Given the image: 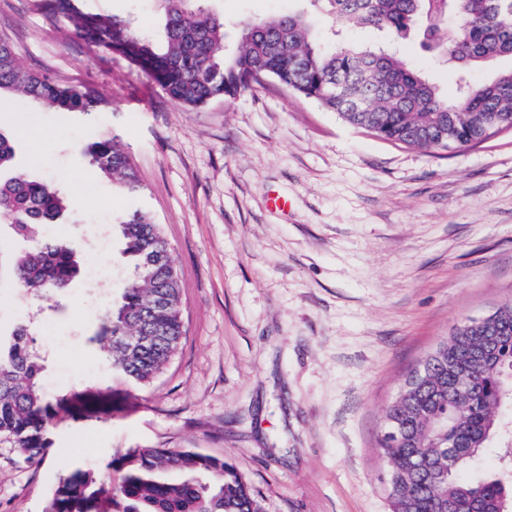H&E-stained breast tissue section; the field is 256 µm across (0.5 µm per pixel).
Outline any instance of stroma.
Listing matches in <instances>:
<instances>
[{"mask_svg":"<svg viewBox=\"0 0 512 512\" xmlns=\"http://www.w3.org/2000/svg\"><path fill=\"white\" fill-rule=\"evenodd\" d=\"M42 0H0V37L20 62L110 101L86 116L20 94L0 96V132L19 167L70 201L54 235L108 283L80 275L65 294L11 287L21 248L0 224V333L32 320L47 398L94 385L110 416L53 430L43 460L0 436V512H46L72 464L104 473L131 448L195 450L232 464L260 512H391L379 453L384 416L408 373L461 320L512 302V130L452 152L397 145L344 122L274 80L227 102L170 101L123 56L78 38ZM157 27L154 0H83ZM226 48L254 19L305 12L318 40L396 49L442 95L445 53L337 28L310 0H211ZM100 135L131 157V194L94 174ZM162 227L180 275L184 334L147 387L113 376L99 318L122 286L113 216L133 206ZM110 240L98 252V237Z\"/></svg>","mask_w":512,"mask_h":512,"instance_id":"35a3bbf8","label":"stroma"}]
</instances>
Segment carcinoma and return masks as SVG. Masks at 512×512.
Here are the masks:
<instances>
[{
    "mask_svg": "<svg viewBox=\"0 0 512 512\" xmlns=\"http://www.w3.org/2000/svg\"><path fill=\"white\" fill-rule=\"evenodd\" d=\"M164 37L156 40L121 15L88 11L80 0H48L50 17L67 18L75 33L121 51L137 70L183 107L231 101L268 79L318 101L346 123L383 140L434 150L480 143L490 125L512 126V68L473 84L471 68L512 57V0H321L340 26L385 29L404 37L418 15H446L448 64L458 71L454 95L444 97L399 55L324 46L303 13L261 18L241 31L240 48L226 55L224 16L203 0H158ZM16 92L52 109L90 114L107 101L93 89L76 91L23 68L13 45L0 38V94ZM90 161L131 193L139 181L129 156L112 138L87 148ZM67 216L65 194L18 167L12 139L0 133V223L24 240L43 236ZM127 277L119 298L100 317L109 337L112 374L146 387L169 364L183 335L176 268L161 225L135 209L115 217ZM81 259L62 239L47 238L18 254L12 283L30 294L63 293L79 275ZM159 326L163 342L129 350L122 337L137 332L135 318ZM30 328L0 335V435L30 460L52 447L59 420H84L112 411V393L96 387L48 399L44 369L29 345ZM420 382L396 398L385 418L398 421L400 439L382 437L392 512H512V471L472 480L460 472L494 440L512 442L502 411L512 405V303L474 325L463 320L427 356ZM109 479L82 466L52 489L48 512H259L252 490L229 463L192 450L131 448L112 457Z\"/></svg>",
    "mask_w": 512,
    "mask_h": 512,
    "instance_id": "obj_1",
    "label": "carcinoma"
}]
</instances>
